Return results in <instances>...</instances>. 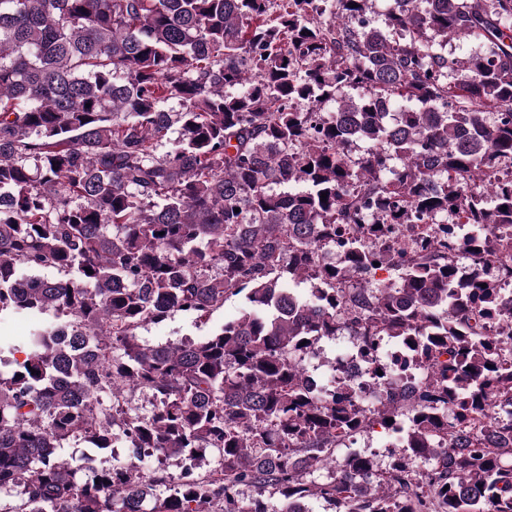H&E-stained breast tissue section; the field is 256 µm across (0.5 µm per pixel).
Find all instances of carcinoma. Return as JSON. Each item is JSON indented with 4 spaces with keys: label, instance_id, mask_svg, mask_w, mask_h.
Wrapping results in <instances>:
<instances>
[{
    "label": "carcinoma",
    "instance_id": "obj_1",
    "mask_svg": "<svg viewBox=\"0 0 512 512\" xmlns=\"http://www.w3.org/2000/svg\"><path fill=\"white\" fill-rule=\"evenodd\" d=\"M373 2L0 0V321L37 318L0 335L18 512H512V309L429 226L464 212L470 249L512 282V0H389L383 27L355 26ZM462 36L482 48L452 82ZM405 224L426 225L408 251L387 242ZM241 293L197 340L139 339ZM342 330L431 363L374 413L406 453L367 484L374 458L336 448L371 419L349 387L311 394L296 362ZM143 389L149 414L129 407ZM76 433L185 471L88 458L79 479L55 453ZM480 40L474 37H462L448 42L445 56L448 58V73L454 79H464V62L480 46Z\"/></svg>",
    "mask_w": 512,
    "mask_h": 512
}]
</instances>
